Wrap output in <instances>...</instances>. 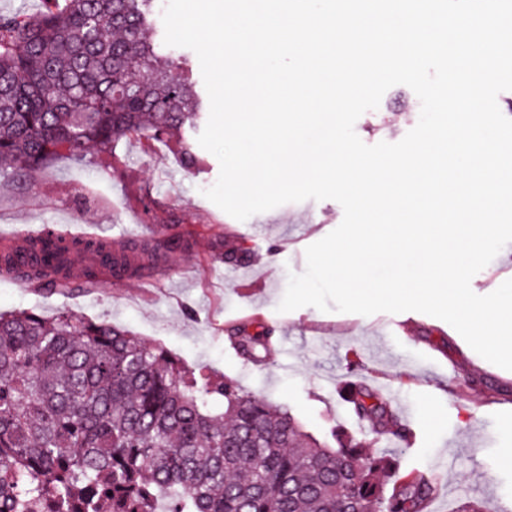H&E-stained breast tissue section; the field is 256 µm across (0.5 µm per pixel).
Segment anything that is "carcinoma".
<instances>
[{"mask_svg": "<svg viewBox=\"0 0 512 512\" xmlns=\"http://www.w3.org/2000/svg\"><path fill=\"white\" fill-rule=\"evenodd\" d=\"M152 0H43L0 16V180L30 181L58 157L111 154L133 136L175 140L199 118L189 78L145 37ZM186 247L135 245L153 260ZM66 264L34 265L38 287ZM272 331L230 334L259 363ZM345 364L352 413L374 438L413 437ZM331 447L288 410L226 377L196 378L157 342L68 311L0 312V512H427L436 478L402 473L351 433Z\"/></svg>", "mask_w": 512, "mask_h": 512, "instance_id": "carcinoma-1", "label": "carcinoma"}]
</instances>
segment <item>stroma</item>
Returning <instances> with one entry per match:
<instances>
[{"instance_id": "1", "label": "stroma", "mask_w": 512, "mask_h": 512, "mask_svg": "<svg viewBox=\"0 0 512 512\" xmlns=\"http://www.w3.org/2000/svg\"><path fill=\"white\" fill-rule=\"evenodd\" d=\"M418 104L397 85L355 132L368 145L395 143L418 122L399 111ZM200 171L184 169L173 144L143 148L122 141L114 154L90 150L80 163L61 157L31 184L0 183V230L25 224L99 226L110 237H138L165 224L193 246L168 254L157 283L104 281L36 288L0 275V312L66 310L111 322L165 345L194 372L235 379L248 392L285 407L316 437L338 427L359 435L339 396L346 359L358 355L361 381L396 410L413 433L410 445L383 439L377 452L402 471L430 468L440 477L429 512H456L477 500L485 512H512V371L478 355L445 321L406 311L370 316L311 306L281 313L289 274L306 268V248L343 219L333 200L286 203L237 220L208 200L218 159L197 148ZM273 331L274 350L258 365L243 362L226 341L247 324Z\"/></svg>"}]
</instances>
